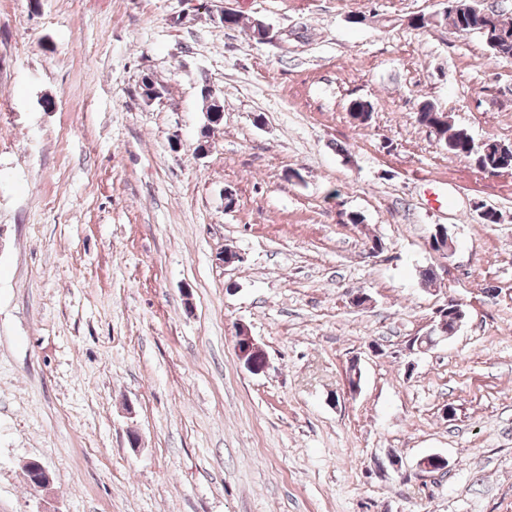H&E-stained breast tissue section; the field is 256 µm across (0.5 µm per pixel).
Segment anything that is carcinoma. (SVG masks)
<instances>
[{"mask_svg":"<svg viewBox=\"0 0 512 512\" xmlns=\"http://www.w3.org/2000/svg\"><path fill=\"white\" fill-rule=\"evenodd\" d=\"M483 11V7L474 9V0H448L445 14L457 31L481 36L495 58L512 60V21L504 20L501 14L493 10L489 11L496 26L503 33L500 38L491 37L483 31ZM201 95L205 103L206 123L200 131L199 145L205 146L215 125L213 114L220 112V105L207 94V88H202ZM349 110L352 118L362 123L371 118V104L364 100L351 101ZM416 121L423 127L435 129L440 143L449 153L473 159L479 169L493 172L512 171V146L495 140L475 144L466 129L453 126L448 114L438 110L432 103L420 104Z\"/></svg>","mask_w":512,"mask_h":512,"instance_id":"carcinoma-1","label":"carcinoma"}]
</instances>
